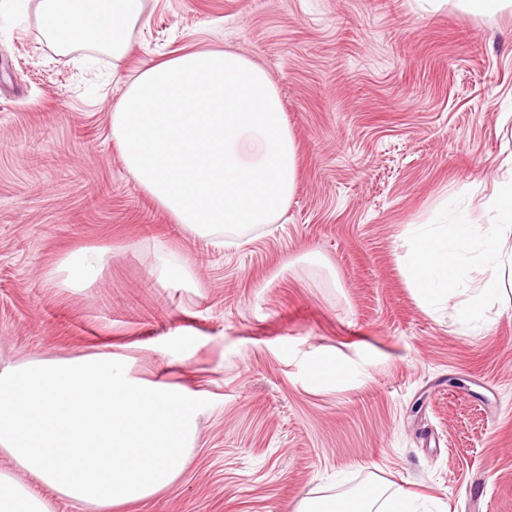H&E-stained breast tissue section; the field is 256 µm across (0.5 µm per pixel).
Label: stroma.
Masks as SVG:
<instances>
[{"mask_svg": "<svg viewBox=\"0 0 512 512\" xmlns=\"http://www.w3.org/2000/svg\"><path fill=\"white\" fill-rule=\"evenodd\" d=\"M261 66L297 147L271 229L188 236L126 170L111 117L180 51ZM512 113V12L419 0H145L121 60L60 52L30 0L0 10V364L112 352L185 387L200 434L180 478L122 512H289L378 479L427 512H512V302L473 331L423 308L414 224L476 211ZM105 251L88 288L47 273ZM178 252L195 289L155 280ZM332 359L330 380L312 368Z\"/></svg>", "mask_w": 512, "mask_h": 512, "instance_id": "1", "label": "stroma"}]
</instances>
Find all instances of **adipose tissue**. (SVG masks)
<instances>
[{
  "mask_svg": "<svg viewBox=\"0 0 512 512\" xmlns=\"http://www.w3.org/2000/svg\"><path fill=\"white\" fill-rule=\"evenodd\" d=\"M144 0H37L46 40L58 51L93 48L122 59ZM479 206L486 221L460 215L446 224L413 226L405 268L421 304L435 308L460 298L456 314L480 320L512 291V155ZM105 253L82 248L53 271L57 284L79 290L100 275ZM199 409L184 388L135 378L129 361L112 353L38 358L0 367V512H52L32 484L91 505L96 512L149 499L174 484L198 434ZM291 512H419L405 491L369 483L344 504L303 497Z\"/></svg>",
  "mask_w": 512,
  "mask_h": 512,
  "instance_id": "adipose-tissue-1",
  "label": "adipose tissue"
}]
</instances>
